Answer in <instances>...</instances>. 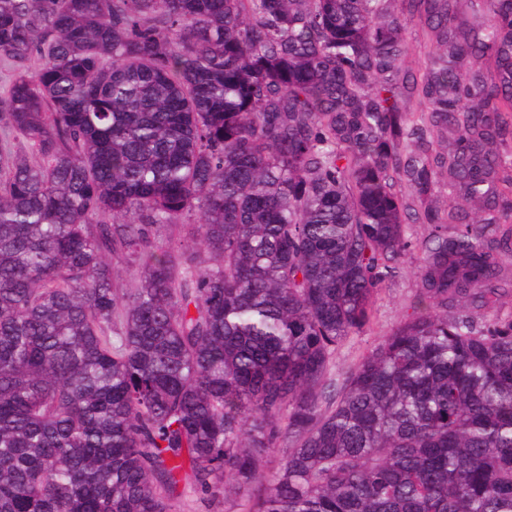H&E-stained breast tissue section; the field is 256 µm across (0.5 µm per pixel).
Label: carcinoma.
<instances>
[{"mask_svg": "<svg viewBox=\"0 0 512 512\" xmlns=\"http://www.w3.org/2000/svg\"><path fill=\"white\" fill-rule=\"evenodd\" d=\"M406 2L420 79L387 0H0V512H512V0ZM405 38L409 46L405 69L414 74H419L424 68V62L428 54L433 51L434 44L430 40L428 30L417 16L407 22ZM196 216H185L179 224L165 226L159 228L151 235V245L154 249L159 247L167 248L171 242L181 241L182 244L188 246L186 257L194 259L193 264L198 262V266L204 268L211 264L207 254L203 249H199L193 243V235L195 234ZM407 224L408 235L414 246L401 260V275L378 294L372 327L363 333L353 335L336 355L337 376H345V373L378 344L383 336L413 315L418 295L415 272L423 255L417 244L427 236L429 227L427 224L413 223L411 219Z\"/></svg>", "mask_w": 512, "mask_h": 512, "instance_id": "1", "label": "carcinoma"}]
</instances>
